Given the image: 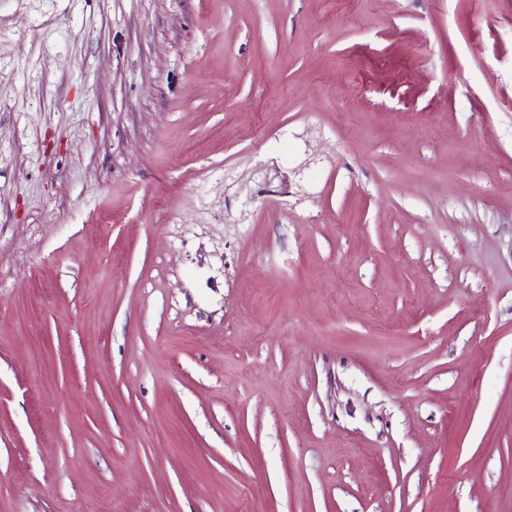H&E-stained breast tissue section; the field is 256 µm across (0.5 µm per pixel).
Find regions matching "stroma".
<instances>
[{"instance_id":"1","label":"stroma","mask_w":512,"mask_h":512,"mask_svg":"<svg viewBox=\"0 0 512 512\" xmlns=\"http://www.w3.org/2000/svg\"><path fill=\"white\" fill-rule=\"evenodd\" d=\"M0 512H512V0H0Z\"/></svg>"}]
</instances>
